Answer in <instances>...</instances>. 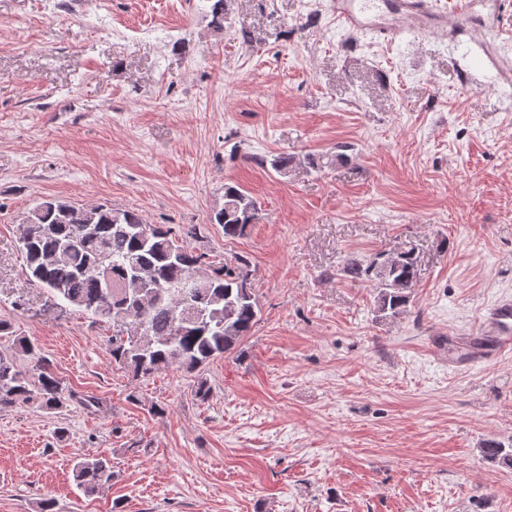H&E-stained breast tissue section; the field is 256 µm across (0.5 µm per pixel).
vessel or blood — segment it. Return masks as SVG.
<instances>
[{
	"label": "vessel or blood",
	"instance_id": "vessel-or-blood-1",
	"mask_svg": "<svg viewBox=\"0 0 512 512\" xmlns=\"http://www.w3.org/2000/svg\"><path fill=\"white\" fill-rule=\"evenodd\" d=\"M472 0H461L452 13L438 10L432 0H396L395 10L402 19L403 30L431 31L454 27L464 35L461 16L471 12ZM365 0H334L333 11L340 24L351 31L372 29L366 16ZM456 364L469 368L512 353V299H500L485 308L475 333L455 342Z\"/></svg>",
	"mask_w": 512,
	"mask_h": 512
}]
</instances>
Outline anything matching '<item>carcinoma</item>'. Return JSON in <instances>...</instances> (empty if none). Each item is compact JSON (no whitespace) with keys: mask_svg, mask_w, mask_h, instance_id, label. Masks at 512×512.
Here are the masks:
<instances>
[{"mask_svg":"<svg viewBox=\"0 0 512 512\" xmlns=\"http://www.w3.org/2000/svg\"><path fill=\"white\" fill-rule=\"evenodd\" d=\"M209 2L211 24L224 29L231 0ZM258 216L255 198L226 185L224 204L210 223L234 240L245 236ZM197 238L194 225L179 241L173 228L149 224L135 210L44 199L24 213L19 248L28 281L53 301L111 322L112 361L144 378L173 365L198 370L240 346L259 321L249 259L237 254L209 262L191 246ZM342 272L370 281L377 312L395 318L410 303L417 259L413 247L402 246L366 263L353 260ZM13 345L14 351L0 352V408L19 401H35L45 410L66 407L70 394L38 346L27 336L13 337ZM19 356L36 359L37 376L20 369ZM482 453L512 464V448L499 441L484 443ZM73 471L88 496L112 480L111 460L102 456L78 459Z\"/></svg>","mask_w":512,"mask_h":512,"instance_id":"cac0c4a2","label":"carcinoma"}]
</instances>
